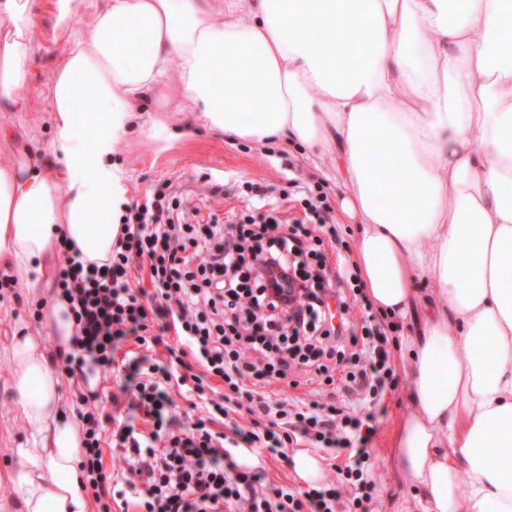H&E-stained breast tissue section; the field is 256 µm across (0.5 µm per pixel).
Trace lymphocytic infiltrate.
Instances as JSON below:
<instances>
[{"label":"lymphocytic infiltrate","instance_id":"lymphocytic-infiltrate-1","mask_svg":"<svg viewBox=\"0 0 512 512\" xmlns=\"http://www.w3.org/2000/svg\"><path fill=\"white\" fill-rule=\"evenodd\" d=\"M245 188L253 212L204 219L163 181L123 203L101 264L84 263L75 243L58 244L53 293L75 319L73 348L55 353L67 373L111 369L122 344L137 345L118 392L78 410L97 512H111L116 480L137 512H370L376 410L400 382L395 325L360 304L359 275L341 254L347 243L320 182L290 180L300 215L289 221L278 219L270 186ZM169 334L175 344H165ZM304 377L341 385L345 402L314 390L280 394ZM107 448L128 456L120 478L104 467ZM241 448L267 459L242 464ZM294 448L335 460L334 478L305 490L279 483L269 465Z\"/></svg>","mask_w":512,"mask_h":512}]
</instances>
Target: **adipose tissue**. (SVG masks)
I'll return each mask as SVG.
<instances>
[{"mask_svg":"<svg viewBox=\"0 0 512 512\" xmlns=\"http://www.w3.org/2000/svg\"><path fill=\"white\" fill-rule=\"evenodd\" d=\"M34 14L0 0V112L32 90ZM47 99L51 137L0 160V260L41 270L64 237L109 259L123 185L102 159L148 100L160 125L335 154L366 294L423 312L382 456L417 488L402 512H512V0H106ZM11 361L40 445L15 451L26 512H91L56 369L29 336Z\"/></svg>","mask_w":512,"mask_h":512,"instance_id":"adipose-tissue-1","label":"adipose tissue"}]
</instances>
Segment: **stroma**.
Listing matches in <instances>:
<instances>
[{"label": "stroma", "instance_id": "obj_1", "mask_svg": "<svg viewBox=\"0 0 512 512\" xmlns=\"http://www.w3.org/2000/svg\"><path fill=\"white\" fill-rule=\"evenodd\" d=\"M34 15L38 33L36 44L37 65L34 87L24 105L17 112H0V125L16 130L23 142L34 144L51 136V123L47 112V89L55 70L64 61V49L79 37L91 22V0H77V11L67 26H57L53 0H36ZM152 110H145L140 127L135 128L123 141L113 161L123 171L125 196L143 194L159 182L173 179L188 192L190 205L202 213L216 212L226 216L229 209L240 207L237 197L211 196V181L260 182L284 189L292 177L310 179L316 174L302 151L285 143L274 144L264 150L250 143L225 138L223 134L195 123L162 127L152 121ZM54 263H47L43 276L22 266L13 267L18 277L16 290L7 291L0 300V502H11V512H23L21 504L24 470L14 456L17 448L34 447V429L23 418L17 399L10 388L12 362L10 358L14 333L26 329L42 350H55L56 338L43 324L29 318L32 298L26 290L29 280L39 279V291L50 295L53 287ZM407 387L399 385L386 395V411L379 415L377 431L371 448V476L381 479L377 498L372 504L374 512H397L400 504L412 498L410 483L396 482L380 474L381 457L393 420L404 411Z\"/></svg>", "mask_w": 512, "mask_h": 512}]
</instances>
